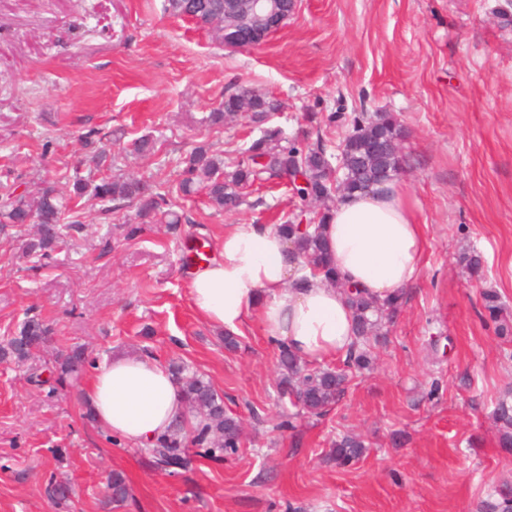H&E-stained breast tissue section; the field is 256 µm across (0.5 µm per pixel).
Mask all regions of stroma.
Wrapping results in <instances>:
<instances>
[{
    "mask_svg": "<svg viewBox=\"0 0 512 512\" xmlns=\"http://www.w3.org/2000/svg\"><path fill=\"white\" fill-rule=\"evenodd\" d=\"M506 0H297L264 45L231 50L209 30L170 15L165 0H0V188H37L72 170L89 130L108 133L103 169L172 182L177 162L208 143L231 154L259 135L247 116L202 125L236 84L278 100L273 122L288 136L335 113L339 145L355 116L388 112L403 136L400 181L425 226L420 277L374 349L325 415H296L279 394L278 349L249 324L229 350L194 310L192 246L217 254L224 227L281 223L285 187H254L257 207L218 214L202 197L194 221H121L85 202L80 228L50 258L22 257L28 224L0 246V346L26 312L53 330L48 351L18 366L0 359V512H476L503 481L512 452L493 420L512 392V345L483 319L493 289L512 314V12ZM156 142L133 154L141 136ZM476 251L484 275L459 261ZM81 348L97 364L135 355L205 374L239 418L238 452L195 455L178 474L157 469L148 447L113 444L86 415L84 380L35 385L59 353ZM438 393H431L432 382ZM363 438L366 455L339 468L337 437ZM122 473L129 500L115 508L106 484ZM69 480L66 507L45 492Z\"/></svg>",
    "mask_w": 512,
    "mask_h": 512,
    "instance_id": "1",
    "label": "stroma"
}]
</instances>
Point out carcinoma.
Here are the masks:
<instances>
[{"instance_id":"cac0c4a2","label":"carcinoma","mask_w":512,"mask_h":512,"mask_svg":"<svg viewBox=\"0 0 512 512\" xmlns=\"http://www.w3.org/2000/svg\"><path fill=\"white\" fill-rule=\"evenodd\" d=\"M166 10L186 17L202 27L214 21L224 23V0H166ZM277 101L249 89L230 86L224 92L219 108L209 113L205 122L220 128L240 113H252L253 123L262 127V134L235 157H224L209 144H201L181 158L180 179L171 185L153 182L145 176L115 175L99 180L73 177L72 194L66 196L54 182H45L34 190H18L10 186L0 193V232L7 227H22L34 222L37 233L22 243L27 257L46 259L62 242V223L73 227V214L80 202L88 197L101 207V212L122 215L130 225L127 236L141 231L143 224H191L183 211L175 210L178 201L205 191L209 206L217 212H233L247 203L245 189L257 181L284 184L294 202L293 215L284 217L277 230L290 241L295 256L314 276L322 275L333 284L339 278L325 260V243L321 225L330 219L336 197L364 191L384 180L397 177L402 168L399 141L403 130L397 119L388 113L372 118L355 117L351 130L341 142L346 165L342 178L335 177L322 134H304L290 138L278 126L271 124ZM460 261L473 277L483 275V262L475 252H465ZM484 310L497 323L498 337L503 343L512 342V326L502 319L498 295L487 291L483 295ZM354 310V330L357 343L340 368H311L286 347L280 346V390L282 397L294 396L298 406L309 414L319 415L340 399L349 382L348 373L367 370L372 363L371 348L386 340V321L394 317L403 305L399 299L378 303L358 292L349 293ZM52 329L41 319L31 316L20 323L8 344L0 348V359L24 364L48 348ZM58 376L55 384L63 385L78 375L91 362L79 348L56 357ZM173 375L181 385L187 412L196 418L190 432L181 422L169 427L156 438L152 448L155 465L171 473L189 465L187 448L194 446L199 455L214 461L238 452L241 444L239 420L228 415L224 398L202 375H186L183 366L173 367ZM499 444L512 448V400H500L494 412ZM366 452L365 441L354 436L336 440L329 460L338 466L358 461ZM48 494L64 507L71 494L70 485L53 480ZM130 490L125 478L114 473L107 483L108 502L118 505L127 501ZM479 512H512V483H505L478 505Z\"/></svg>"}]
</instances>
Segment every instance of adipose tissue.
<instances>
[{"mask_svg":"<svg viewBox=\"0 0 512 512\" xmlns=\"http://www.w3.org/2000/svg\"><path fill=\"white\" fill-rule=\"evenodd\" d=\"M322 231L342 287L289 261V243L278 230L253 222L228 224L219 259L196 271L190 282L195 311L217 331L234 335L257 320L271 343L308 363L345 356L354 340L345 286L379 302L406 296L421 273L424 226L407 191L391 181L342 197ZM84 399L105 432L139 445L165 432L185 411L169 368L134 356L97 370Z\"/></svg>","mask_w":512,"mask_h":512,"instance_id":"obj_1","label":"adipose tissue"}]
</instances>
